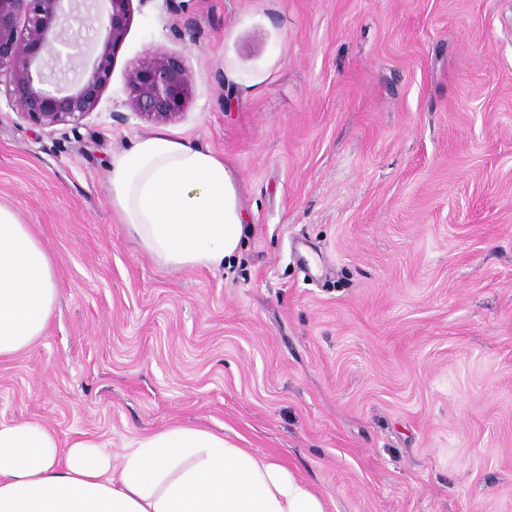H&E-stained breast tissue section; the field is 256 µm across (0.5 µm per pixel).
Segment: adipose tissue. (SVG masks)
Returning <instances> with one entry per match:
<instances>
[{"mask_svg":"<svg viewBox=\"0 0 512 512\" xmlns=\"http://www.w3.org/2000/svg\"><path fill=\"white\" fill-rule=\"evenodd\" d=\"M112 208L162 265L219 269L245 239L236 182L221 156L158 128L114 154ZM54 264L0 203V360L40 339L55 310ZM0 512H325L285 465L225 434L166 427L125 444L62 447L37 420L0 423Z\"/></svg>","mask_w":512,"mask_h":512,"instance_id":"ef3b65f1","label":"adipose tissue"}]
</instances>
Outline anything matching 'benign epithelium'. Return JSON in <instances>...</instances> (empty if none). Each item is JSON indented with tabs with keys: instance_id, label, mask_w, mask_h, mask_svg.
Returning a JSON list of instances; mask_svg holds the SVG:
<instances>
[{
	"instance_id": "benign-epithelium-1",
	"label": "benign epithelium",
	"mask_w": 512,
	"mask_h": 512,
	"mask_svg": "<svg viewBox=\"0 0 512 512\" xmlns=\"http://www.w3.org/2000/svg\"><path fill=\"white\" fill-rule=\"evenodd\" d=\"M131 0H0V77L11 107L41 128L79 124L110 83L112 55L127 31ZM97 24L95 35L68 36L65 24ZM127 106L168 119L192 99L189 71L162 54L126 74Z\"/></svg>"
}]
</instances>
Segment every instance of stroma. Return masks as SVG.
Returning <instances> with one entry per match:
<instances>
[{"label": "stroma", "instance_id": "1", "mask_svg": "<svg viewBox=\"0 0 512 512\" xmlns=\"http://www.w3.org/2000/svg\"><path fill=\"white\" fill-rule=\"evenodd\" d=\"M156 52L193 79L167 127L237 181L218 271L162 266L112 211L113 154L158 126L126 72ZM0 203L59 290L0 361V422L116 453L236 433L327 512H512V0H132L80 124L0 86Z\"/></svg>", "mask_w": 512, "mask_h": 512}]
</instances>
